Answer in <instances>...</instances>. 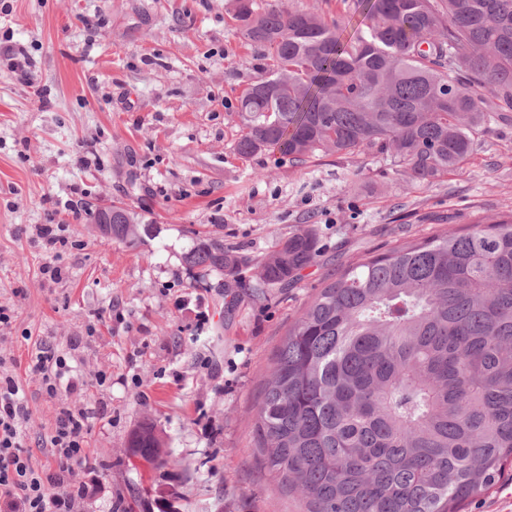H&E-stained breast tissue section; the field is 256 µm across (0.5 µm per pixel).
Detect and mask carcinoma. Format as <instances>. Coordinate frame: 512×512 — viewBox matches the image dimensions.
Here are the masks:
<instances>
[{
	"label": "carcinoma",
	"mask_w": 512,
	"mask_h": 512,
	"mask_svg": "<svg viewBox=\"0 0 512 512\" xmlns=\"http://www.w3.org/2000/svg\"><path fill=\"white\" fill-rule=\"evenodd\" d=\"M362 3L366 28L345 38L314 12L236 0L243 37L272 59L240 99V155L367 151L429 184L491 123L512 124V0ZM134 233L112 207V238ZM318 253L307 226L259 261L208 239L185 261L235 282L253 265L257 287L286 288ZM255 437L303 512H461L488 490L512 468V215L395 246L321 288L275 352ZM129 441L160 456L150 420Z\"/></svg>",
	"instance_id": "cac0c4a2"
}]
</instances>
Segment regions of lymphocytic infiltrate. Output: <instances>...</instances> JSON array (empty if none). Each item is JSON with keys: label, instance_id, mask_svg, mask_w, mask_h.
I'll list each match as a JSON object with an SVG mask.
<instances>
[{"label": "lymphocytic infiltrate", "instance_id": "lymphocytic-infiltrate-1", "mask_svg": "<svg viewBox=\"0 0 512 512\" xmlns=\"http://www.w3.org/2000/svg\"><path fill=\"white\" fill-rule=\"evenodd\" d=\"M29 420L23 389L0 376V512H78L83 489L72 485V467L87 459V415L60 409L50 437L52 464L34 466L23 446Z\"/></svg>", "mask_w": 512, "mask_h": 512}]
</instances>
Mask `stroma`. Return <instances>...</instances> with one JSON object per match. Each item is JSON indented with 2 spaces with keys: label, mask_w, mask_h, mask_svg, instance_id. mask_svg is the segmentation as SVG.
<instances>
[{
  "label": "stroma",
  "mask_w": 512,
  "mask_h": 512,
  "mask_svg": "<svg viewBox=\"0 0 512 512\" xmlns=\"http://www.w3.org/2000/svg\"><path fill=\"white\" fill-rule=\"evenodd\" d=\"M235 5L0 0V42L24 48L37 78L0 58V306L12 315L0 371L25 391L37 465L59 410L86 411L81 512H301L254 434L288 328L349 264L512 214V125L477 135L467 162L429 185L372 153L241 156L239 100L270 60L241 34ZM255 6L312 10L350 34L364 24L360 0ZM95 14L100 26L85 28ZM112 205L133 214L134 239L96 233L92 209ZM44 224L62 227L58 253L37 234ZM306 226L320 253L285 288H238L184 260L203 236L259 259ZM52 260L56 279L43 272ZM42 342L76 384L52 400L32 370ZM144 419L165 465L130 456Z\"/></svg>",
  "instance_id": "stroma-1"
}]
</instances>
